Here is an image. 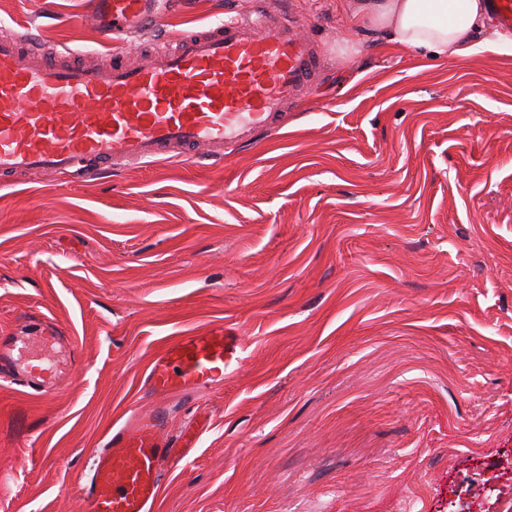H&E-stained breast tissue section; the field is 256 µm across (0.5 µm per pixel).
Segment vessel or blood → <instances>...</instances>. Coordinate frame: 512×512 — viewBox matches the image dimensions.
<instances>
[{
    "instance_id": "obj_1",
    "label": "vessel or blood",
    "mask_w": 512,
    "mask_h": 512,
    "mask_svg": "<svg viewBox=\"0 0 512 512\" xmlns=\"http://www.w3.org/2000/svg\"><path fill=\"white\" fill-rule=\"evenodd\" d=\"M102 35L164 25L156 0H92ZM175 51L130 67L122 54L91 71L49 53L23 52L0 37V178L63 172L76 160H149L185 148L220 158L224 146L269 126L314 79L320 58L288 19L229 20L206 32L176 33ZM53 328L0 341V362L13 364L23 387H54ZM239 339L216 325L179 336L151 358L145 382L163 399L199 394L223 383L238 359ZM210 426L200 411L169 438L158 418L114 430L93 458L83 488L88 512H153L161 475L195 451Z\"/></svg>"
}]
</instances>
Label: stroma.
Wrapping results in <instances>:
<instances>
[{"label":"stroma","mask_w":512,"mask_h":512,"mask_svg":"<svg viewBox=\"0 0 512 512\" xmlns=\"http://www.w3.org/2000/svg\"><path fill=\"white\" fill-rule=\"evenodd\" d=\"M356 0L287 6L317 81L225 145L0 183V338L55 325L69 375L0 385V512H84L91 454L132 414L211 418L155 512H465L512 455V55L387 49ZM89 0H0V34L99 66L256 10L158 0L169 33L105 38ZM239 337L224 382L161 400L152 355Z\"/></svg>","instance_id":"stroma-1"}]
</instances>
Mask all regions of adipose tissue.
<instances>
[{"label": "adipose tissue", "mask_w": 512, "mask_h": 512, "mask_svg": "<svg viewBox=\"0 0 512 512\" xmlns=\"http://www.w3.org/2000/svg\"><path fill=\"white\" fill-rule=\"evenodd\" d=\"M358 13L397 49L435 59L483 48L512 54V39L492 30L484 0H362Z\"/></svg>", "instance_id": "obj_1"}]
</instances>
